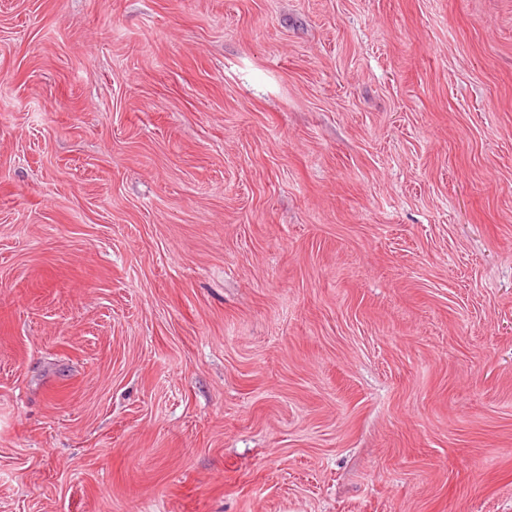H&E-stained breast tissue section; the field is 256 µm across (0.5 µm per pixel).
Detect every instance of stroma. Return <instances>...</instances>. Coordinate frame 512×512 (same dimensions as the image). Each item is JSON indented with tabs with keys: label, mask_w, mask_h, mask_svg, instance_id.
Segmentation results:
<instances>
[{
	"label": "stroma",
	"mask_w": 512,
	"mask_h": 512,
	"mask_svg": "<svg viewBox=\"0 0 512 512\" xmlns=\"http://www.w3.org/2000/svg\"><path fill=\"white\" fill-rule=\"evenodd\" d=\"M0 512H512V0H0Z\"/></svg>",
	"instance_id": "1"
}]
</instances>
